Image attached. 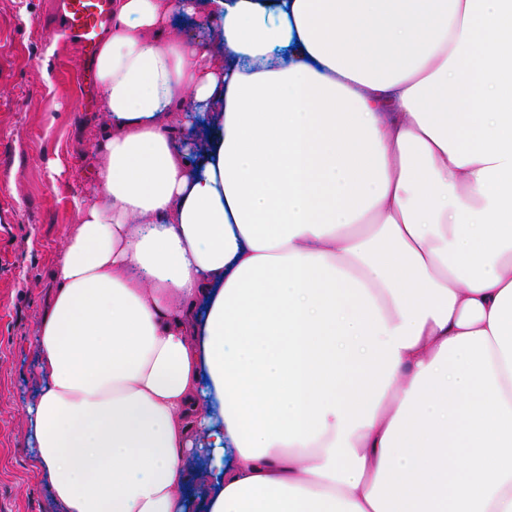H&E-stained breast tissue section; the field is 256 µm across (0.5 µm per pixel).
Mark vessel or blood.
Returning a JSON list of instances; mask_svg holds the SVG:
<instances>
[{"label":"vessel or blood","mask_w":512,"mask_h":512,"mask_svg":"<svg viewBox=\"0 0 512 512\" xmlns=\"http://www.w3.org/2000/svg\"><path fill=\"white\" fill-rule=\"evenodd\" d=\"M54 37L93 59L101 35L112 25V0H55Z\"/></svg>","instance_id":"1"}]
</instances>
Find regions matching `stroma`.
I'll use <instances>...</instances> for the list:
<instances>
[{
  "instance_id": "obj_1",
  "label": "stroma",
  "mask_w": 512,
  "mask_h": 512,
  "mask_svg": "<svg viewBox=\"0 0 512 512\" xmlns=\"http://www.w3.org/2000/svg\"><path fill=\"white\" fill-rule=\"evenodd\" d=\"M52 2L0 0V512H54L30 466V336L109 131L76 82L83 57L49 37Z\"/></svg>"
}]
</instances>
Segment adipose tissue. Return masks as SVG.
<instances>
[{
	"label": "adipose tissue",
	"instance_id": "ef3b65f1",
	"mask_svg": "<svg viewBox=\"0 0 512 512\" xmlns=\"http://www.w3.org/2000/svg\"><path fill=\"white\" fill-rule=\"evenodd\" d=\"M94 68L58 512H512V0H112Z\"/></svg>",
	"mask_w": 512,
	"mask_h": 512
}]
</instances>
